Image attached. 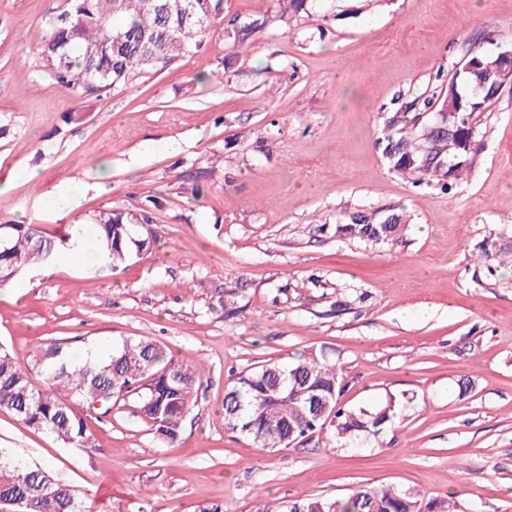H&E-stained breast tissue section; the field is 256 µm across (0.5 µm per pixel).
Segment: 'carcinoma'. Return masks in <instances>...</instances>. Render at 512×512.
Instances as JSON below:
<instances>
[{
  "label": "carcinoma",
  "instance_id": "cac0c4a2",
  "mask_svg": "<svg viewBox=\"0 0 512 512\" xmlns=\"http://www.w3.org/2000/svg\"><path fill=\"white\" fill-rule=\"evenodd\" d=\"M67 7L49 18L38 48L42 72L53 84L74 92H107L161 72L203 46L206 35L224 21V0H181L183 10L166 0H66ZM256 20L227 21L224 35L244 44L262 29ZM504 88L496 72L467 71L460 66L438 77L422 97L418 111L386 135L383 154L392 170L416 186L433 184L447 192L470 172L480 149L476 128ZM449 126L458 141L448 146ZM102 209L86 222L68 224L49 235L33 224H0V288L15 278L50 267L65 257L79 258L89 247L97 265L116 270L138 256L145 241L133 226L154 222L152 206ZM394 223L375 213L353 212L336 225V236L375 245L400 238L406 218ZM501 250L479 249L475 272L493 274L505 263ZM37 373L42 384L32 380ZM201 367L169 357L155 340L126 339L104 361L76 360L60 343L40 348L33 370L21 368L11 351L0 347V411L35 429L49 430L64 445L95 447L87 418L108 415L122 401L146 419L162 443L175 442L193 405ZM336 364L324 352L288 362H271L231 375L224 395V429L241 434L259 448L281 450L330 426L337 436L379 434L396 417L388 399L371 412L338 407ZM449 512L447 501L421 504L397 487L364 486L344 499L290 501L282 512ZM0 512H92L88 499L48 467L28 466L0 452Z\"/></svg>",
  "mask_w": 512,
  "mask_h": 512
}]
</instances>
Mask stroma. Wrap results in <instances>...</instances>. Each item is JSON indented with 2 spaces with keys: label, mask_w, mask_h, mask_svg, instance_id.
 Listing matches in <instances>:
<instances>
[{
  "label": "stroma",
  "mask_w": 512,
  "mask_h": 512,
  "mask_svg": "<svg viewBox=\"0 0 512 512\" xmlns=\"http://www.w3.org/2000/svg\"><path fill=\"white\" fill-rule=\"evenodd\" d=\"M62 4L0 0V224L57 234L102 208L157 206L128 266L62 261L0 288V343L28 367L48 342L80 355L152 339L203 377L173 444L119 404L87 449L0 412V448L51 467L94 512H271L366 484L512 512V269L478 277L468 260L486 243L512 251V86L482 113L481 149L450 192L390 171L381 144L467 52L512 47V0H318L242 46L215 25L172 68L99 95L37 66ZM354 211H402L408 228L376 246L334 237ZM321 350L340 407L392 396L396 422L274 453L225 431L231 373Z\"/></svg>",
  "instance_id": "35a3bbf8"
}]
</instances>
